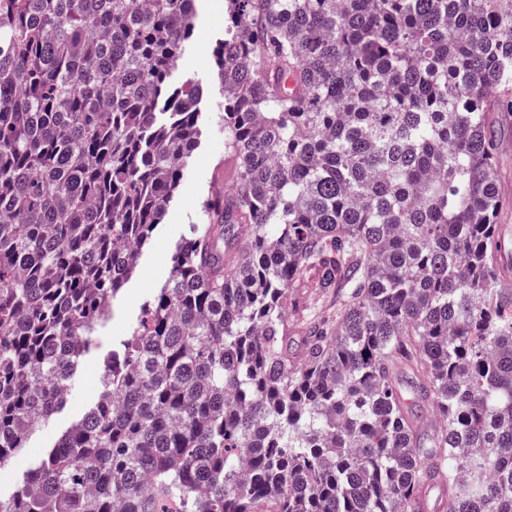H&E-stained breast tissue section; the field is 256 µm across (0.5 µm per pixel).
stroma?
Here are the masks:
<instances>
[{
  "label": "stroma",
  "instance_id": "obj_1",
  "mask_svg": "<svg viewBox=\"0 0 512 512\" xmlns=\"http://www.w3.org/2000/svg\"><path fill=\"white\" fill-rule=\"evenodd\" d=\"M193 36L172 75L173 83L190 81L202 86L200 139L193 151L178 192L168 207L164 221L144 248L133 276L114 300L107 320L99 328L95 346L87 354L72 381L66 407L52 419L49 428L30 441L23 454L0 466V495L10 496L43 450L78 420L95 402L102 368L120 340L130 335L144 303L167 280L175 244L190 224L196 223L204 194L217 178L216 166L224 157V125L217 114L223 97L222 85L211 56L216 42L224 37V0H198ZM498 185L503 207L497 222L512 242V117L503 120L498 131ZM336 296L315 288L312 283L288 294L291 318L305 320L324 310H335Z\"/></svg>",
  "mask_w": 512,
  "mask_h": 512
}]
</instances>
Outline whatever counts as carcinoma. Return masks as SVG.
Masks as SVG:
<instances>
[{
  "label": "carcinoma",
  "instance_id": "obj_1",
  "mask_svg": "<svg viewBox=\"0 0 512 512\" xmlns=\"http://www.w3.org/2000/svg\"><path fill=\"white\" fill-rule=\"evenodd\" d=\"M193 20L0 0V462L65 406L198 146ZM213 55L232 188L0 512H512V0H225ZM309 279L340 309L294 349ZM498 185L503 207L498 215L502 234L509 241V250L501 258L502 266L512 278V117L511 114L500 124L498 131Z\"/></svg>",
  "mask_w": 512,
  "mask_h": 512
}]
</instances>
